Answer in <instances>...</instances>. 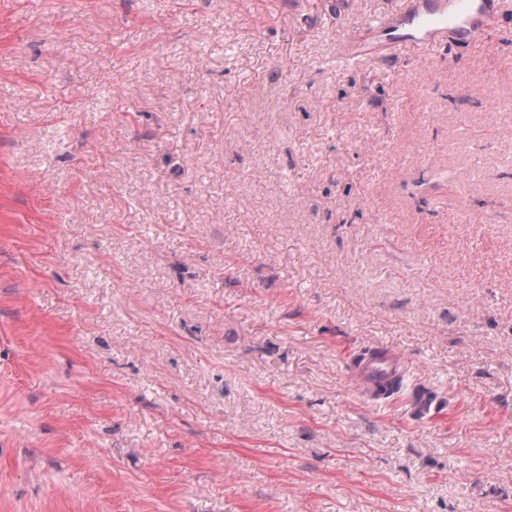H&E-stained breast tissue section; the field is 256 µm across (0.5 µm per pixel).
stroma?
I'll list each match as a JSON object with an SVG mask.
<instances>
[{
	"label": "stroma",
	"mask_w": 512,
	"mask_h": 512,
	"mask_svg": "<svg viewBox=\"0 0 512 512\" xmlns=\"http://www.w3.org/2000/svg\"><path fill=\"white\" fill-rule=\"evenodd\" d=\"M507 2L0 0V512H512ZM504 0H408L375 22L372 37L338 54L341 63L379 57L402 44L468 48L499 27ZM353 380L366 391L367 388L376 390L388 379L401 374L400 367L404 366L398 353L384 350H373L359 359Z\"/></svg>",
	"instance_id": "stroma-1"
}]
</instances>
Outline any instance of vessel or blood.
Returning a JSON list of instances; mask_svg holds the SVG:
<instances>
[{
    "instance_id": "1",
    "label": "vessel or blood",
    "mask_w": 512,
    "mask_h": 512,
    "mask_svg": "<svg viewBox=\"0 0 512 512\" xmlns=\"http://www.w3.org/2000/svg\"><path fill=\"white\" fill-rule=\"evenodd\" d=\"M503 10L504 0H407L397 12L375 22L372 37L341 50L338 60L363 61L402 44L466 48L499 26ZM402 365L398 353L373 350L359 359L353 379L374 390L399 375Z\"/></svg>"
}]
</instances>
